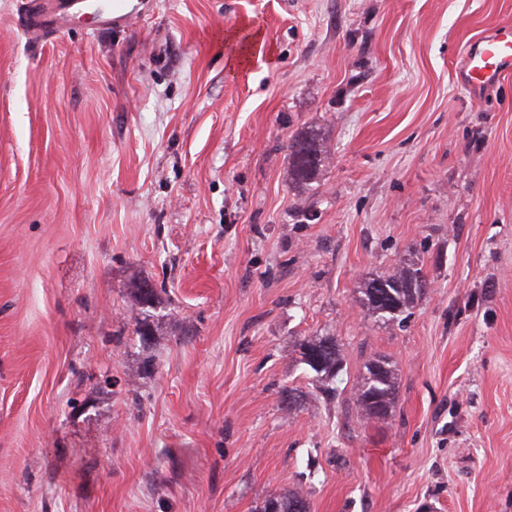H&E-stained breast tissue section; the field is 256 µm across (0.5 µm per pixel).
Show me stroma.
<instances>
[{
  "instance_id": "1",
  "label": "stroma",
  "mask_w": 512,
  "mask_h": 512,
  "mask_svg": "<svg viewBox=\"0 0 512 512\" xmlns=\"http://www.w3.org/2000/svg\"><path fill=\"white\" fill-rule=\"evenodd\" d=\"M55 3L0 0V512L295 487L310 512H512V75H455L512 0H138L33 39L20 14ZM246 23L263 46L233 72L213 35ZM311 130L328 159L296 184ZM406 259L430 288L387 323L360 285ZM315 336L341 346L333 400ZM375 355L398 393L366 421ZM288 177L296 184H310L327 159L324 137L320 133L299 134L290 146ZM299 356L303 364L315 373L318 380L326 385L324 392L336 395V386L330 387V383H336V379L343 370V358L341 350L333 336H315L304 340L299 345ZM320 360V368H314L310 360Z\"/></svg>"
}]
</instances>
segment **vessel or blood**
<instances>
[{"label": "vessel or blood", "mask_w": 512, "mask_h": 512, "mask_svg": "<svg viewBox=\"0 0 512 512\" xmlns=\"http://www.w3.org/2000/svg\"><path fill=\"white\" fill-rule=\"evenodd\" d=\"M511 73L512 28L499 27L466 44L457 76L468 86L488 88Z\"/></svg>", "instance_id": "vessel-or-blood-1"}]
</instances>
